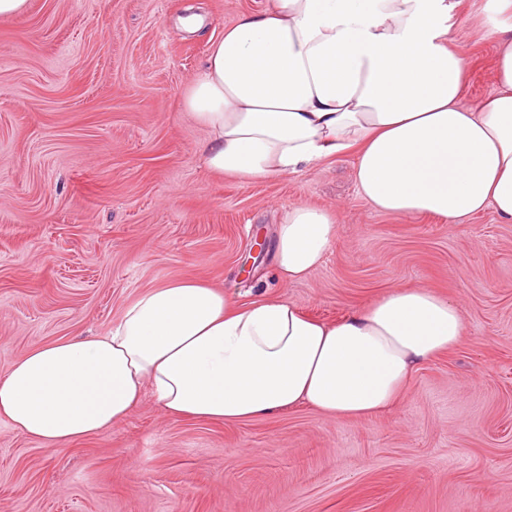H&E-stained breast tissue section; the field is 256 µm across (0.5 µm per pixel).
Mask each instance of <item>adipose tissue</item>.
<instances>
[{
  "instance_id": "obj_1",
  "label": "adipose tissue",
  "mask_w": 512,
  "mask_h": 512,
  "mask_svg": "<svg viewBox=\"0 0 512 512\" xmlns=\"http://www.w3.org/2000/svg\"><path fill=\"white\" fill-rule=\"evenodd\" d=\"M462 0H270L211 41L181 109L206 132L204 167L248 184L348 151L378 210L512 224V0H483L497 91L468 106ZM297 203L276 231L280 277L300 279L335 238ZM466 334L458 305L397 288L333 322L293 303L239 305L194 280L151 288L106 334L28 350L0 374V419L46 447L121 423L151 392L170 416L245 423L300 405L360 418L396 402L414 368Z\"/></svg>"
}]
</instances>
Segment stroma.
I'll return each instance as SVG.
<instances>
[{"mask_svg": "<svg viewBox=\"0 0 512 512\" xmlns=\"http://www.w3.org/2000/svg\"><path fill=\"white\" fill-rule=\"evenodd\" d=\"M269 0H29L0 17V373L28 349L101 335L180 279L335 322L385 292L455 300L467 334L394 406L332 420L300 406L238 425L151 396L109 431L47 448L0 419V512H512V224L375 210L355 156L244 185L201 164L180 108L210 39ZM463 0L467 103L495 89L493 40ZM337 208L335 241L282 282L288 206Z\"/></svg>", "mask_w": 512, "mask_h": 512, "instance_id": "stroma-1", "label": "stroma"}]
</instances>
